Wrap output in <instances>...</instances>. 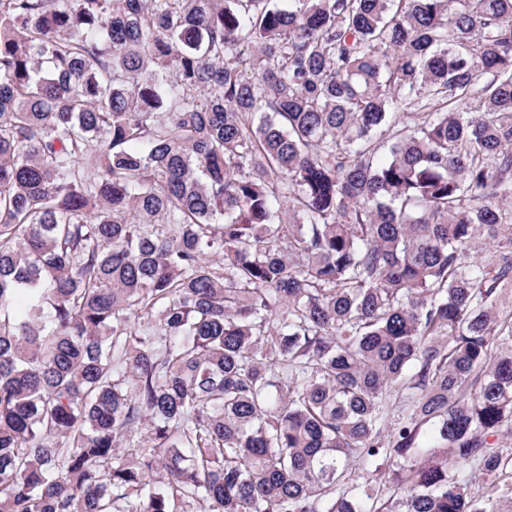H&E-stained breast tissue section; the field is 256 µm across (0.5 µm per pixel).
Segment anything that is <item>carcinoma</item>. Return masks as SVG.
I'll return each mask as SVG.
<instances>
[{"label": "carcinoma", "instance_id": "1", "mask_svg": "<svg viewBox=\"0 0 512 512\" xmlns=\"http://www.w3.org/2000/svg\"><path fill=\"white\" fill-rule=\"evenodd\" d=\"M0 512H512V0H0Z\"/></svg>", "mask_w": 512, "mask_h": 512}]
</instances>
